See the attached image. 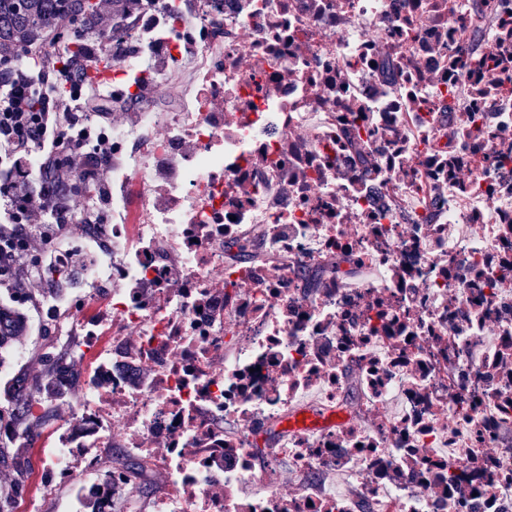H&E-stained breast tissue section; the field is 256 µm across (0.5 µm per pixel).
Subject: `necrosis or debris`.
<instances>
[{
	"instance_id": "obj_1",
	"label": "necrosis or debris",
	"mask_w": 512,
	"mask_h": 512,
	"mask_svg": "<svg viewBox=\"0 0 512 512\" xmlns=\"http://www.w3.org/2000/svg\"><path fill=\"white\" fill-rule=\"evenodd\" d=\"M112 55L133 121L67 131L112 200L82 186L58 213L51 275L85 263L34 321L69 341L73 412L31 438L46 488L95 486L113 512H512V0H168ZM228 238L261 260L230 262ZM339 255L375 279L301 287ZM352 389V416L257 460L254 426ZM116 448L166 492L142 501Z\"/></svg>"
}]
</instances>
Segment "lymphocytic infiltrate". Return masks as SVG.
Returning <instances> with one entry per match:
<instances>
[{
    "instance_id": "1",
    "label": "lymphocytic infiltrate",
    "mask_w": 512,
    "mask_h": 512,
    "mask_svg": "<svg viewBox=\"0 0 512 512\" xmlns=\"http://www.w3.org/2000/svg\"><path fill=\"white\" fill-rule=\"evenodd\" d=\"M125 6V0H98L79 55L69 54L53 32L46 48L0 52V295L5 300L46 293L43 275H19L11 247L18 241L27 254H46L64 188L98 179L96 160L65 139V127L79 114L102 116L117 127L133 118L127 103L72 91L105 60L104 50L116 34L115 17Z\"/></svg>"
}]
</instances>
